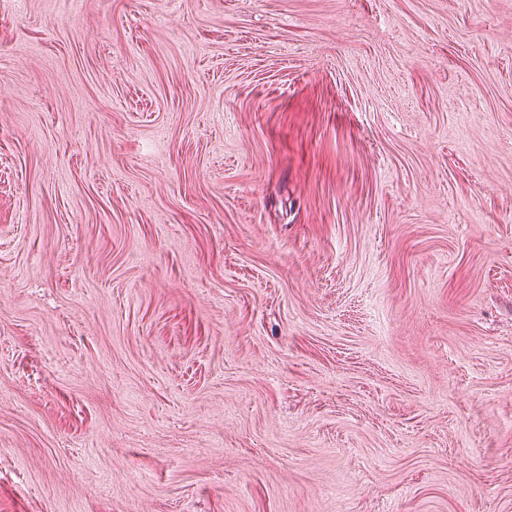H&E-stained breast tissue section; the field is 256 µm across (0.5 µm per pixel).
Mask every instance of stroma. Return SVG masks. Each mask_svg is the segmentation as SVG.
I'll return each instance as SVG.
<instances>
[{
    "label": "stroma",
    "instance_id": "1",
    "mask_svg": "<svg viewBox=\"0 0 512 512\" xmlns=\"http://www.w3.org/2000/svg\"><path fill=\"white\" fill-rule=\"evenodd\" d=\"M0 512H512V0H0Z\"/></svg>",
    "mask_w": 512,
    "mask_h": 512
}]
</instances>
